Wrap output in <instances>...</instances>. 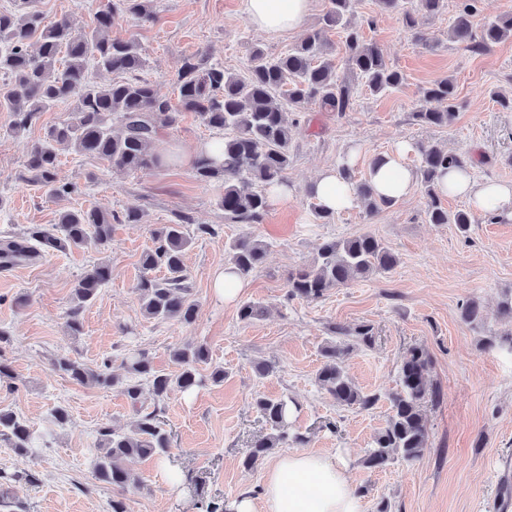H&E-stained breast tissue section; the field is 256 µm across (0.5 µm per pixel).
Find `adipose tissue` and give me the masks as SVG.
Returning a JSON list of instances; mask_svg holds the SVG:
<instances>
[{
  "label": "adipose tissue",
  "instance_id": "ef3b65f1",
  "mask_svg": "<svg viewBox=\"0 0 512 512\" xmlns=\"http://www.w3.org/2000/svg\"><path fill=\"white\" fill-rule=\"evenodd\" d=\"M247 22L256 30L278 36L298 30L313 9V0H242ZM408 143H399L382 161L369 167L366 178L374 192L401 200L416 183L415 172L402 162ZM454 195L472 208L512 219V184L476 180L472 168L452 170L442 180ZM309 192L325 210L339 213L357 206L353 187L340 178L336 168L321 170ZM228 512H363L345 468L335 456L294 453L273 461L266 469L260 496L242 494L230 501Z\"/></svg>",
  "mask_w": 512,
  "mask_h": 512
}]
</instances>
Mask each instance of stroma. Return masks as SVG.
Instances as JSON below:
<instances>
[{
  "label": "stroma",
  "mask_w": 512,
  "mask_h": 512,
  "mask_svg": "<svg viewBox=\"0 0 512 512\" xmlns=\"http://www.w3.org/2000/svg\"><path fill=\"white\" fill-rule=\"evenodd\" d=\"M107 4L41 0L40 7L48 19L64 17L83 28ZM458 5L459 0H447L440 14L414 12L410 29L401 13L382 10L377 0H356L354 20L362 24L365 39L380 46L405 81L386 95L359 97L342 115L308 104L292 142L287 173L292 194L288 201L271 203L259 224L226 220L218 205L223 183L198 181L192 162L179 159V151H193L216 136L194 113H181L175 125L162 130L156 149L174 159L150 171L128 175L61 150L56 179L79 191L55 200L29 172L27 159L47 129L67 118L69 104L44 112L20 134L10 129V113L0 110V241L21 236L32 224H54L64 209L118 218L106 245L0 268V330L9 335L0 343V361L15 374L13 387L0 386V409L24 417L46 437L45 445L26 455L0 438V473L13 477L9 504L0 512H110L119 493L95 477L98 431L104 426L129 430L136 416L117 390L82 385L53 371L55 357L75 358L93 369L105 364L116 373L123 358L142 351L155 370L173 372V350L189 344L206 345L210 352L211 363L201 366V373L215 364L228 376L224 383L208 382L190 393L172 391L164 400L160 418L173 436L171 459L185 480L172 486L162 476L161 461L131 460L139 484L122 492L130 512H202L207 503L220 508L242 492L259 494L264 465L248 471L241 460L265 432L254 406L261 395L284 396L298 407L290 432L303 440L273 450V457L335 455L361 490L364 512H378L384 501L392 512H497L499 498L512 495V483L498 485L493 469L496 459L512 456V356L485 348L484 342L512 330L497 316L500 302L512 295V220H483L465 234L452 224L426 223L427 196L418 185L375 216L356 207L318 224L307 192L320 169L349 156L355 180H364L372 160L402 140L412 146L405 157L409 166H418L420 145L438 144L472 157L476 178L512 183V110L496 101L500 94L512 96V39L480 54L449 41ZM328 8L329 0H314L300 31L272 37L248 25L242 0H155L152 19H117L112 35L139 42L147 59L144 78L173 100L186 58L204 53L229 72L247 74L252 48L271 56L284 52L319 24ZM416 29L432 36V47L414 41ZM446 77L457 86L455 120L442 127L419 124L412 114L423 106L422 89ZM130 210L140 213V223L122 222ZM164 224L184 225L194 239L185 255L190 298L198 306L190 324L144 317L134 291L140 256ZM202 225L212 226L213 234H199ZM364 232L375 233L398 254L395 269L331 289L317 301L288 298L289 272L313 262L324 240ZM242 235L270 245L241 295L242 301L261 302L267 314L248 326L239 322L237 304L211 293L216 273L225 266V242ZM99 262L109 264L112 278L85 306L81 334L69 336L74 285ZM471 299L486 313L477 328L460 316L462 303ZM338 324L372 328L373 343L354 347L345 358L356 385L376 395L371 408L336 405L315 381L322 349ZM413 346L428 351L437 390L424 405L428 448L414 462L366 469L362 459L385 423L397 367ZM260 362L272 364L273 372L258 376ZM59 406L69 414L62 427L52 423Z\"/></svg>",
  "instance_id": "stroma-1"
}]
</instances>
